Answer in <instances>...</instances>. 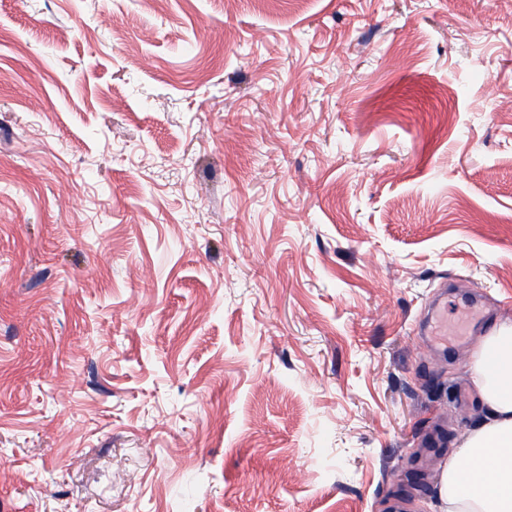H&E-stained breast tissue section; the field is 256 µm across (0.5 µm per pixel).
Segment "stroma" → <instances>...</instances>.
Returning a JSON list of instances; mask_svg holds the SVG:
<instances>
[{
	"mask_svg": "<svg viewBox=\"0 0 512 512\" xmlns=\"http://www.w3.org/2000/svg\"><path fill=\"white\" fill-rule=\"evenodd\" d=\"M506 317L512 0H0V512H440Z\"/></svg>",
	"mask_w": 512,
	"mask_h": 512,
	"instance_id": "35a3bbf8",
	"label": "stroma"
}]
</instances>
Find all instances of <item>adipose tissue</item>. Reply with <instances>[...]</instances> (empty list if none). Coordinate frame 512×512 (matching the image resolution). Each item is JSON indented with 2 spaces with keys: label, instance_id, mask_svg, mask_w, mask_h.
Masks as SVG:
<instances>
[{
  "label": "adipose tissue",
  "instance_id": "obj_1",
  "mask_svg": "<svg viewBox=\"0 0 512 512\" xmlns=\"http://www.w3.org/2000/svg\"><path fill=\"white\" fill-rule=\"evenodd\" d=\"M470 372L483 416L442 467L437 495L443 512H512V320L479 339Z\"/></svg>",
  "mask_w": 512,
  "mask_h": 512
}]
</instances>
